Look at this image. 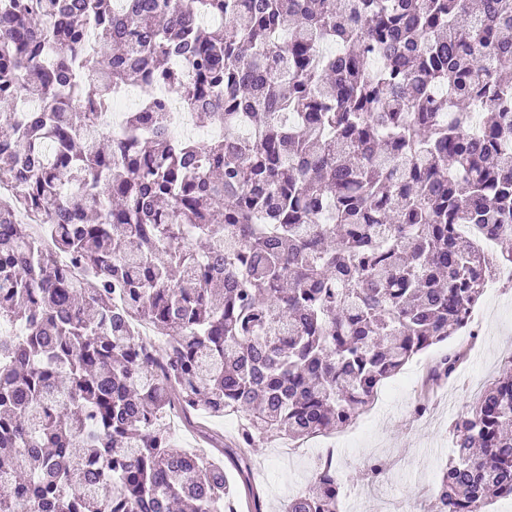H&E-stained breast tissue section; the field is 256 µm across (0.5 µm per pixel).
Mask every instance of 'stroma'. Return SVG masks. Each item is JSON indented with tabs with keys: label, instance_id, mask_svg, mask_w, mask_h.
Segmentation results:
<instances>
[{
	"label": "stroma",
	"instance_id": "1",
	"mask_svg": "<svg viewBox=\"0 0 512 512\" xmlns=\"http://www.w3.org/2000/svg\"><path fill=\"white\" fill-rule=\"evenodd\" d=\"M474 314L480 321L476 339L466 343L457 336L452 340L466 350L453 379L423 387L424 378L445 351L444 346H435L386 379L374 402L345 429L297 446L272 438L252 449L253 477L265 512H282L290 497L305 490L326 440L344 445L336 459V475L344 489L339 512H405L411 500L431 508L438 476L454 456L452 421L512 356V283L501 284L498 293H483ZM423 395L428 405L420 414L416 403ZM245 421L242 413L217 417L205 412L198 419V429L173 436L172 444L185 451L203 449L210 436L229 444ZM376 459L388 466L385 479L366 469Z\"/></svg>",
	"mask_w": 512,
	"mask_h": 512
}]
</instances>
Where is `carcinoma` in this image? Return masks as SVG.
Returning a JSON list of instances; mask_svg holds the SVG:
<instances>
[{"mask_svg":"<svg viewBox=\"0 0 512 512\" xmlns=\"http://www.w3.org/2000/svg\"><path fill=\"white\" fill-rule=\"evenodd\" d=\"M113 2L0 0V321L25 327L0 336V512H224L232 454L262 512L250 449L349 426L462 329L494 261L454 225L512 263V0ZM131 85L224 137L171 138L153 96L96 130ZM173 408L249 423L203 459ZM452 432L432 512L512 497V359ZM339 495L322 466L284 512Z\"/></svg>","mask_w":512,"mask_h":512,"instance_id":"cac0c4a2","label":"carcinoma"}]
</instances>
